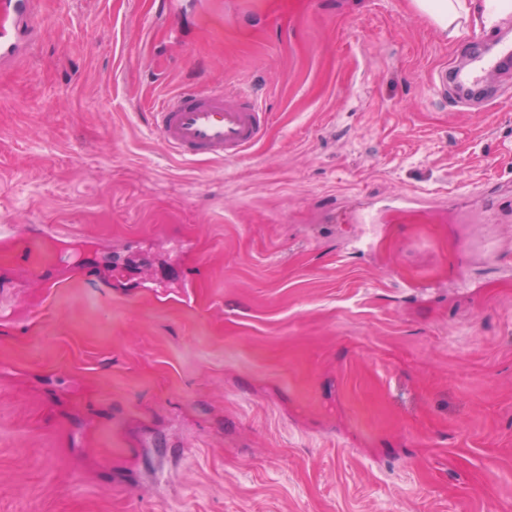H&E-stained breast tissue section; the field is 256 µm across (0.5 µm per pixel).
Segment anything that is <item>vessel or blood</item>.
I'll return each mask as SVG.
<instances>
[{
	"label": "vessel or blood",
	"instance_id": "obj_1",
	"mask_svg": "<svg viewBox=\"0 0 512 512\" xmlns=\"http://www.w3.org/2000/svg\"><path fill=\"white\" fill-rule=\"evenodd\" d=\"M470 41L488 44L487 52L475 56L467 67L454 71L440 69L432 76L441 89L455 84L459 93L481 86L491 73L512 68V43L487 39L473 31ZM150 124L164 147L187 158L218 159L227 162L245 156L260 143L269 114L249 91L225 93L216 86L188 87L152 103Z\"/></svg>",
	"mask_w": 512,
	"mask_h": 512
}]
</instances>
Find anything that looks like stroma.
I'll list each match as a JSON object with an SVG mask.
<instances>
[{
    "label": "stroma",
    "instance_id": "35a3bbf8",
    "mask_svg": "<svg viewBox=\"0 0 512 512\" xmlns=\"http://www.w3.org/2000/svg\"><path fill=\"white\" fill-rule=\"evenodd\" d=\"M413 0H34L0 59V512H512V100ZM263 141L171 156L169 91ZM361 202L380 210L357 224ZM150 124L164 147L187 158L235 161L260 143L269 113L250 91L188 87L151 105Z\"/></svg>",
    "mask_w": 512,
    "mask_h": 512
}]
</instances>
